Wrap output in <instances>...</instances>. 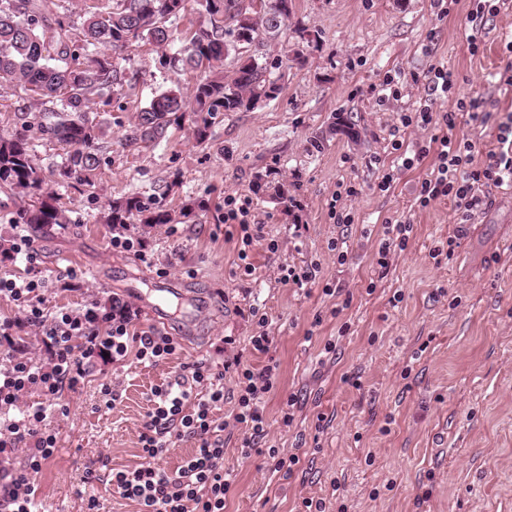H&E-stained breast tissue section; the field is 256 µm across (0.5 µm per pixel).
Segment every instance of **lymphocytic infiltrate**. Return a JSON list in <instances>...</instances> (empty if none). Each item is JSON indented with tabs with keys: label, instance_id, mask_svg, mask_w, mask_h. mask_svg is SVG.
Masks as SVG:
<instances>
[{
	"label": "lymphocytic infiltrate",
	"instance_id": "obj_1",
	"mask_svg": "<svg viewBox=\"0 0 512 512\" xmlns=\"http://www.w3.org/2000/svg\"><path fill=\"white\" fill-rule=\"evenodd\" d=\"M432 95L420 99L413 114L400 117L402 127L432 129L429 140L416 143L411 156L403 157L402 168L425 163L430 167L420 185L417 201L428 206L441 198L451 199L460 224H469L474 215L489 205L492 189L512 188V114L492 121L481 109L479 98H460L454 110L438 112L434 96L449 97L457 81L442 66L426 73ZM496 125V145L482 163H475L472 140L462 137L463 126ZM45 280L40 276L0 277V296L16 302L27 326L39 331L50 356L49 365L14 353L11 323H0V512H37L36 479L53 457L57 435L50 427L47 403L63 391H76L89 374L88 358L107 355L112 362L135 355L141 363L156 365L180 349L177 338L158 331H138L131 324L130 307L109 319L107 331H100L92 311L62 313L46 321L42 308ZM276 368L262 369L245 364L241 354L225 359L224 370L214 374L204 364L186 366L173 381L156 387L151 408L140 434L144 461L139 466L112 475L113 488L137 502L139 512H224V500L235 477L224 468V432L238 428L242 433L240 453L251 456L266 435L262 398L274 387ZM232 377L237 390L236 412L232 420L217 417L224 403V379ZM41 393L44 403H31L32 393ZM190 438L193 452L175 471H168L160 457L171 437ZM23 463L13 466L11 457Z\"/></svg>",
	"mask_w": 512,
	"mask_h": 512
}]
</instances>
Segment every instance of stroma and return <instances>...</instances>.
I'll return each instance as SVG.
<instances>
[{"instance_id": "stroma-1", "label": "stroma", "mask_w": 512, "mask_h": 512, "mask_svg": "<svg viewBox=\"0 0 512 512\" xmlns=\"http://www.w3.org/2000/svg\"><path fill=\"white\" fill-rule=\"evenodd\" d=\"M471 8L457 0L443 17L433 0H295L288 26L319 31V48L286 72L275 100L224 113L205 147L186 126L155 147L123 144L155 91L189 84L159 68L151 44H138L134 88L122 109L101 115L111 133L91 187L59 182L64 151L39 139L41 113L17 119L25 92L0 89V134L30 124L44 190L70 218L31 235L47 281L46 317L89 308L102 315L118 300L146 330L153 322L140 291L168 283L193 300L174 312L191 328L178 332L181 349L171 359L149 367L132 356L114 364L94 358L86 384L59 396L49 412L58 447L38 476L41 512H87L92 497L98 512H138L111 478L141 461L152 387L197 361L220 371L235 351L255 368H278L263 398L259 453L246 458L237 438L224 442V465L237 475L224 512H304L306 498L324 499L325 512H512V190H492V205L455 237L452 201L419 207L427 168H400L391 147L399 115L423 95L419 79L433 64L454 72L457 98L480 95L487 110L512 113V87L490 81L512 39V11L484 19V52L474 57L466 42ZM388 77L401 99L379 100ZM338 113L355 117L358 141L337 135L314 150L312 137ZM259 172L294 185L295 207L255 194ZM389 172L390 189L379 190ZM342 182L358 191L348 224L329 212ZM132 193L164 195L174 210L203 197L210 208L175 228L131 225L129 236L151 250L146 264L113 249L112 227L100 219L113 199ZM228 196L249 198L251 221L262 227L244 262L240 242L224 233ZM388 219L410 221L412 232L383 276L376 251ZM281 264L316 276L282 283L274 275ZM254 304L271 323L266 353L250 344L259 332ZM106 385L119 393L110 409ZM291 396L297 404L286 427L281 407ZM269 447L298 455V464L272 472Z\"/></svg>"}]
</instances>
